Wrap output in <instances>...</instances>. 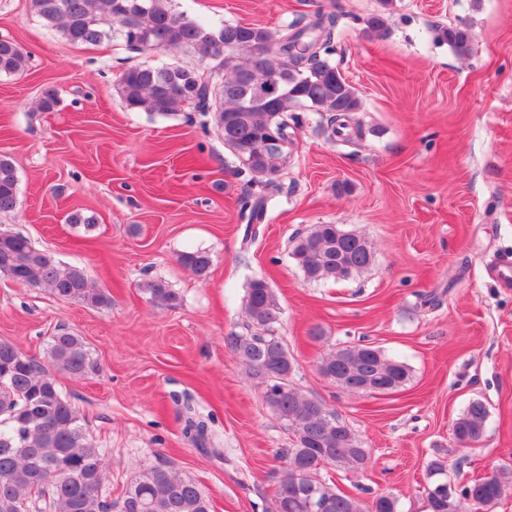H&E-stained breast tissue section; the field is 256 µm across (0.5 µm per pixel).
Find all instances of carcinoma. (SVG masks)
Segmentation results:
<instances>
[{
  "label": "carcinoma",
  "instance_id": "carcinoma-1",
  "mask_svg": "<svg viewBox=\"0 0 512 512\" xmlns=\"http://www.w3.org/2000/svg\"><path fill=\"white\" fill-rule=\"evenodd\" d=\"M43 25L72 44L98 45L120 39L137 52L183 50L198 62L222 72L214 84L204 71L170 63L129 66L119 75L116 92L126 108L168 116L184 106L202 112L215 109L224 146L256 177L274 183L272 175L286 163L282 154L264 147L270 122L289 131L295 112H316L323 133L346 142L363 136L356 119L362 109L357 89L340 73L332 56L338 15L318 10L281 30L251 24L214 25L176 9L175 0H30ZM459 57L470 55L468 30L439 31ZM274 45L273 55L258 61L255 50ZM29 57L15 42L0 38V75H18ZM273 78L283 94L269 102L255 99L253 88ZM269 197L241 199L248 223L261 224ZM18 205V177L12 158L0 154V214ZM290 254L310 282L339 281L367 272L374 264L371 243L337 224H314L291 240ZM179 262L207 277L211 257L205 251L184 252ZM0 276L54 296L92 307L111 304V296L91 285L83 267L62 264L29 238L0 231ZM158 306L174 307L180 296L163 280L143 285ZM247 327L232 334L228 345L239 363L264 385L267 406L293 436V446L279 455L288 461L278 482L274 512H398L388 495H349L322 477L325 469L357 470L368 450L352 430L321 402L291 385L295 365L277 334L282 308L268 281L255 277L245 296ZM45 367L9 342H0V512H211L209 496L191 478L164 465L151 467L127 483L119 500L103 493L107 451L86 433L81 417L65 398L55 373L84 379L100 372L88 344L66 329L52 336ZM319 371L348 392L368 382L370 389L391 393L408 381V365L371 344H339L320 361ZM488 409L471 401L453 426V441L467 448L484 438ZM429 512H467L473 506L493 512L512 490V468L492 471L472 483L448 480L443 457L427 466Z\"/></svg>",
  "mask_w": 512,
  "mask_h": 512
}]
</instances>
